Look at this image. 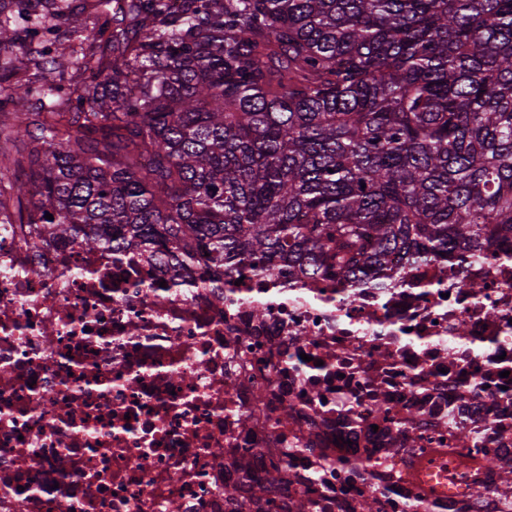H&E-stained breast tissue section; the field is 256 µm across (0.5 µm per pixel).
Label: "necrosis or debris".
I'll list each match as a JSON object with an SVG mask.
<instances>
[{
  "mask_svg": "<svg viewBox=\"0 0 512 512\" xmlns=\"http://www.w3.org/2000/svg\"><path fill=\"white\" fill-rule=\"evenodd\" d=\"M25 239L0 215V512H512V242L355 288ZM440 448L481 497L408 478Z\"/></svg>",
  "mask_w": 512,
  "mask_h": 512,
  "instance_id": "4bbe7bcc",
  "label": "necrosis or debris"
}]
</instances>
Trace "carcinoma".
Masks as SVG:
<instances>
[{"label":"carcinoma","instance_id":"cac0c4a2","mask_svg":"<svg viewBox=\"0 0 512 512\" xmlns=\"http://www.w3.org/2000/svg\"><path fill=\"white\" fill-rule=\"evenodd\" d=\"M2 46L31 249L383 285L512 239V0H0Z\"/></svg>","mask_w":512,"mask_h":512}]
</instances>
